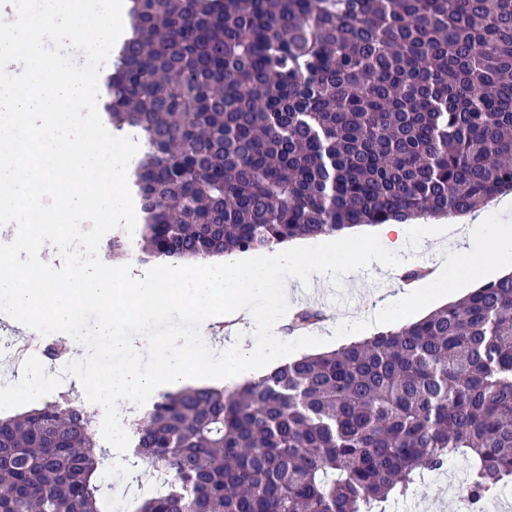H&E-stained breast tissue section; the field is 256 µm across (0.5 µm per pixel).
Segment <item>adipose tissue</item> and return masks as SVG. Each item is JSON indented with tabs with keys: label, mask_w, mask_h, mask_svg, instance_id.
Returning <instances> with one entry per match:
<instances>
[{
	"label": "adipose tissue",
	"mask_w": 512,
	"mask_h": 512,
	"mask_svg": "<svg viewBox=\"0 0 512 512\" xmlns=\"http://www.w3.org/2000/svg\"><path fill=\"white\" fill-rule=\"evenodd\" d=\"M487 210H476L463 216L459 224L430 225L421 242L433 258L435 266L432 288L402 286L396 294L378 301L369 318L381 322L385 310L395 303L422 302L443 288L447 268H454L464 279H473L483 271L481 260L487 252L488 239H495L498 248L495 266H512V225L499 224L486 230ZM375 238L378 247L366 251L368 238ZM324 256L343 251L355 256L366 254L369 263L382 271H392L395 262L409 252V237L405 224L390 222L371 229H357L345 235L343 242L325 240L321 245ZM101 273L79 283L48 282L41 290L31 286V276L9 258L0 259V297L8 301V308L0 311V319L29 331L36 321H48L60 328L68 327L82 306H94L100 313L93 330L99 334L109 331L110 317L147 319L159 313L173 316L190 315L198 332H207L217 312L232 316H251L254 299L264 293L275 294L280 308H287L292 296L290 285L281 279L285 267L295 268L304 280H325L330 272L323 259L305 261L300 245H275L270 251L241 254L232 252L189 265H177L169 278H161L150 271L131 275L119 271L110 260H103ZM115 348L133 355L146 352L156 354L159 367L143 373L134 366L103 372L95 395L99 402L112 409L134 401L143 394L165 387L171 391L182 389L191 380L223 379L231 386L243 379L258 376L269 364L281 356L277 342H269L262 357H255L248 337H240L237 344L225 349H211L207 356L189 360L182 351L156 349L144 336L119 333Z\"/></svg>",
	"instance_id": "ef3b65f1"
}]
</instances>
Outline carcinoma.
Here are the masks:
<instances>
[{
	"mask_svg": "<svg viewBox=\"0 0 512 512\" xmlns=\"http://www.w3.org/2000/svg\"><path fill=\"white\" fill-rule=\"evenodd\" d=\"M106 80L141 261L450 217L512 192V0H130ZM323 317L298 310L290 329ZM134 512H377L458 457L512 482V274L232 389L160 394ZM96 413L0 418V512H105ZM145 469L138 466L137 469V475L139 476V480H141V483L139 486H137L136 483L129 484L132 488L131 495L127 498L122 500L123 503L122 509L124 511L120 512H126V508L134 502V498L142 496V495H148L153 493L157 487H158V481L155 479V477L152 474V470L147 466L146 464H141Z\"/></svg>",
	"mask_w": 512,
	"mask_h": 512,
	"instance_id": "cac0c4a2",
	"label": "carcinoma"
}]
</instances>
